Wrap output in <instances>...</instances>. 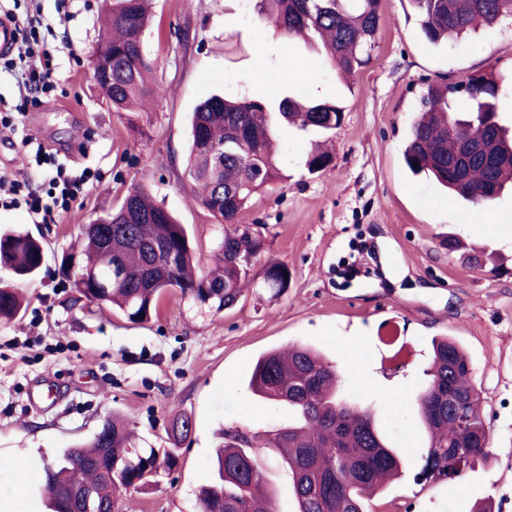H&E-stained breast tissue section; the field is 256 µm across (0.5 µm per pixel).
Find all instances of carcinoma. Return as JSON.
I'll list each match as a JSON object with an SVG mask.
<instances>
[{
    "instance_id": "obj_1",
    "label": "carcinoma",
    "mask_w": 512,
    "mask_h": 512,
    "mask_svg": "<svg viewBox=\"0 0 512 512\" xmlns=\"http://www.w3.org/2000/svg\"><path fill=\"white\" fill-rule=\"evenodd\" d=\"M150 2L104 0L106 33L97 46L112 47V79L95 83L114 112L142 107L154 95L149 85L153 64L143 52ZM409 2L422 33L436 46L512 15V0ZM255 8L290 40L319 38L325 63L344 82L368 63L381 23L380 0H255ZM501 82L490 72L428 85L403 152L408 169L474 205L512 187V140L499 121L485 119L497 117ZM454 99L469 102L470 110L456 111ZM286 101L288 109L273 110L261 101L213 95L192 112L185 173L195 202L224 225L209 270L198 269L184 226L144 186L134 184L103 222L81 225V258L66 276L74 302L108 307L134 323L149 320L159 301L173 292L217 313L233 308L261 249L259 238L239 217L257 193L288 179L277 154L275 124L330 130L343 119L342 108L331 101L296 95ZM457 130L488 144L492 157L503 163L475 159L454 171L460 157ZM215 144L224 146L220 165L211 155ZM43 261V246L34 237L22 231L0 234V266L15 276H34ZM115 263L122 267L119 281L113 277ZM287 273L285 265L273 264L264 279L283 289ZM22 308L21 296L1 286L0 318L11 320ZM472 375L470 358L455 339L432 340L430 380L417 398L428 438L418 478L442 480L456 465L457 446L471 436L470 459L456 476L486 457L489 434ZM250 386L259 396L287 405L298 419L268 442L289 467L298 512H364V500L400 476V460L380 426L379 412L341 395L336 367L321 352L298 344L271 350L257 361ZM455 406L469 417L461 431L448 414ZM242 442L229 435L216 448L215 470L199 493L200 512H273L262 490L261 468ZM178 461L174 448L136 447L125 421L106 418L88 441L63 450L57 465L45 471L40 493L50 512H108L122 493L150 486Z\"/></svg>"
}]
</instances>
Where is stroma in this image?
I'll list each match as a JSON object with an SVG mask.
<instances>
[{"label": "stroma", "mask_w": 512, "mask_h": 512, "mask_svg": "<svg viewBox=\"0 0 512 512\" xmlns=\"http://www.w3.org/2000/svg\"><path fill=\"white\" fill-rule=\"evenodd\" d=\"M101 3L70 0L50 100L21 103L15 73L0 65V99L21 108L14 129L0 127V167L36 169L41 144L94 174L53 223L0 207V232L27 231L45 250L34 278L0 267V283L25 297L20 315L0 322V448L39 449L50 467L104 417L120 415L138 447L179 454L152 486L124 495L122 512H199L222 434L239 433L254 446L274 512H297L291 474L264 446L293 414L256 396L249 379L263 353L301 344L336 365L344 396L386 409L403 474L368 512H480L488 502L492 512H512V191L475 206L412 177L403 163L431 83L500 75L499 119L512 130V17L437 47L409 0H382L370 60L345 84L321 64L317 46L265 24L254 0H153L144 51L155 94L145 111L118 113L92 81ZM300 62L306 73L298 77ZM292 89L336 102L343 122L326 133L276 127L288 178L241 217L264 244L234 308L218 313L172 294L149 321L133 323L71 303L58 273L62 255L78 251L80 225L117 207L134 183L164 203L208 262L222 227L195 203L185 175L191 114L214 93L275 102ZM324 140L332 161L308 173L304 160ZM450 236L463 249L449 250ZM272 263L289 272L279 294L263 281ZM436 336L457 339L473 361L490 456L462 478L420 482L427 440L415 401ZM180 415L193 429L178 443L169 430Z\"/></svg>", "instance_id": "35a3bbf8"}]
</instances>
